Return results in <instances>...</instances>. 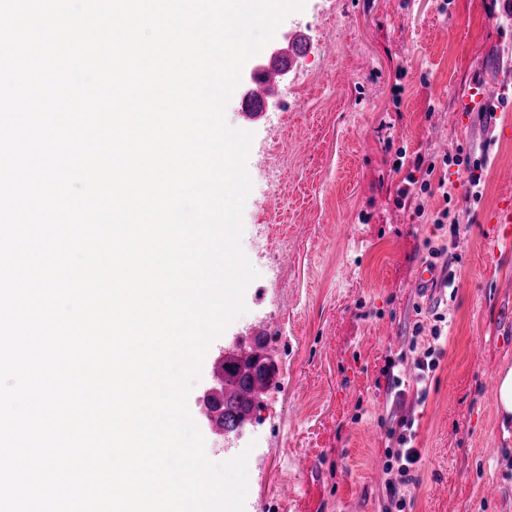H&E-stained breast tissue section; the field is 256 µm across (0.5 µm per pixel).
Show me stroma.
I'll return each mask as SVG.
<instances>
[{"instance_id":"35a3bbf8","label":"stroma","mask_w":512,"mask_h":512,"mask_svg":"<svg viewBox=\"0 0 512 512\" xmlns=\"http://www.w3.org/2000/svg\"><path fill=\"white\" fill-rule=\"evenodd\" d=\"M506 15L491 0H305L278 26L275 47L286 33L308 46L272 113L290 124L279 185L265 178L279 129H253L242 249L259 276L188 398L211 461L248 452L245 512H384L387 432L401 418L422 454L411 512H512V434L495 396L512 367V244L486 233L512 197V99L491 114L470 104L477 85L512 84ZM459 150L487 160L480 199L467 195V172L449 174L444 193L413 166ZM410 176L431 192L400 198ZM445 208L456 228L435 224ZM263 216L272 252L258 246ZM440 244L454 288L414 290ZM439 311L451 322L425 398L394 399L385 366L397 360L413 379ZM255 342L278 374L227 449L224 407L207 410L205 392L220 349Z\"/></svg>"}]
</instances>
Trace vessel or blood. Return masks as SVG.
Masks as SVG:
<instances>
[{
	"label": "vessel or blood",
	"instance_id": "1",
	"mask_svg": "<svg viewBox=\"0 0 512 512\" xmlns=\"http://www.w3.org/2000/svg\"><path fill=\"white\" fill-rule=\"evenodd\" d=\"M305 48L303 37L289 39L287 48L271 58L266 65L255 73L247 92L250 100L242 114L241 122L250 125L259 122L263 109L269 99L282 93V77L286 70L291 69ZM493 226L491 232L495 239L512 238V199H503L491 215ZM446 275L440 263L431 261L422 265L415 274V283L420 288H441L445 285Z\"/></svg>",
	"mask_w": 512,
	"mask_h": 512
}]
</instances>
